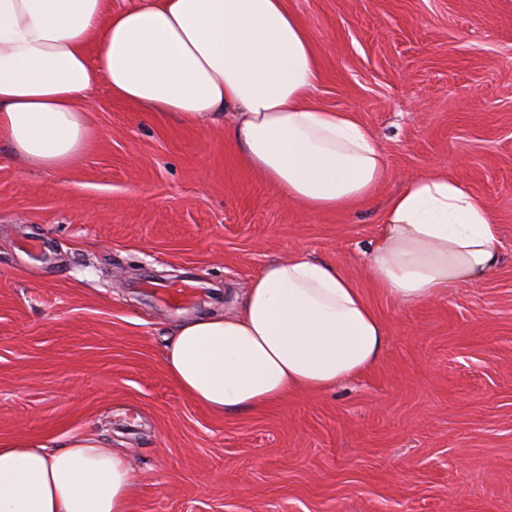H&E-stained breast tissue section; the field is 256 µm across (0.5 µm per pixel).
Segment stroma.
<instances>
[{
  "instance_id": "35a3bbf8",
  "label": "stroma",
  "mask_w": 512,
  "mask_h": 512,
  "mask_svg": "<svg viewBox=\"0 0 512 512\" xmlns=\"http://www.w3.org/2000/svg\"><path fill=\"white\" fill-rule=\"evenodd\" d=\"M311 92L385 153L368 202L277 199L223 123L185 126L97 80L93 137L63 170L0 144V438L125 455L131 512H512V0H288ZM487 201L496 270L447 297L383 296L363 249L386 199L431 171ZM336 265L374 308L379 362L321 395L219 415L166 376L181 323L238 307L270 261ZM192 280L181 310L135 280Z\"/></svg>"
}]
</instances>
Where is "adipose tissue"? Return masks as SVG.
<instances>
[{"label": "adipose tissue", "mask_w": 512, "mask_h": 512, "mask_svg": "<svg viewBox=\"0 0 512 512\" xmlns=\"http://www.w3.org/2000/svg\"><path fill=\"white\" fill-rule=\"evenodd\" d=\"M98 76L113 97L186 125L234 110L225 136L309 210L359 203L387 177L368 131L311 99L313 42L286 0H141L119 12L107 0H0V143L24 167L61 169L84 149ZM500 248L484 197L435 172L386 200L365 260L384 296L418 303L492 274ZM385 344L354 282L299 253L266 265L236 313L177 327L162 364L191 400L236 415L332 390ZM133 492L126 457L96 437L56 449L0 439V512H130Z\"/></svg>", "instance_id": "1"}]
</instances>
